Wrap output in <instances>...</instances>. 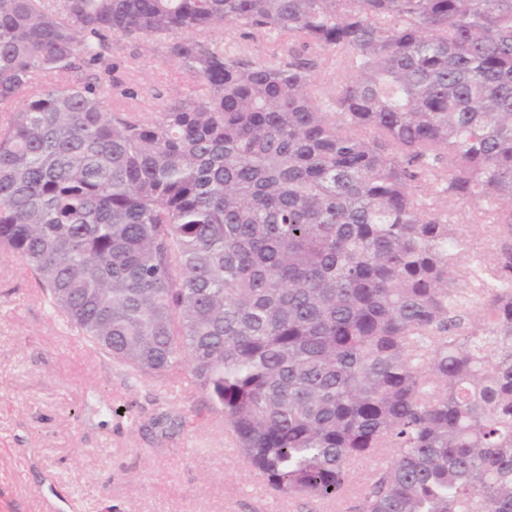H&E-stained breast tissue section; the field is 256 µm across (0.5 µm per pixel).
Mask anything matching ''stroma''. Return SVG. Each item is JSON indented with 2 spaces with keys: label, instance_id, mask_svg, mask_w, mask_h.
Listing matches in <instances>:
<instances>
[{
  "label": "stroma",
  "instance_id": "1",
  "mask_svg": "<svg viewBox=\"0 0 512 512\" xmlns=\"http://www.w3.org/2000/svg\"><path fill=\"white\" fill-rule=\"evenodd\" d=\"M135 54L143 86L177 95L192 85L160 51ZM168 416L177 427L161 426ZM354 504L350 494H273L200 390L125 376L0 251V512H351Z\"/></svg>",
  "mask_w": 512,
  "mask_h": 512
}]
</instances>
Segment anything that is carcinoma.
<instances>
[{
	"label": "carcinoma",
	"instance_id": "obj_1",
	"mask_svg": "<svg viewBox=\"0 0 512 512\" xmlns=\"http://www.w3.org/2000/svg\"><path fill=\"white\" fill-rule=\"evenodd\" d=\"M122 41L193 89L125 80ZM443 199L481 202L475 266ZM0 249L277 495L390 448L354 512H512V0H0ZM218 36L224 44H229L236 51L250 55L254 59L269 60L273 55L279 53L283 47L282 42L275 37H258L257 40H244L239 37L236 30H220Z\"/></svg>",
	"mask_w": 512,
	"mask_h": 512
}]
</instances>
